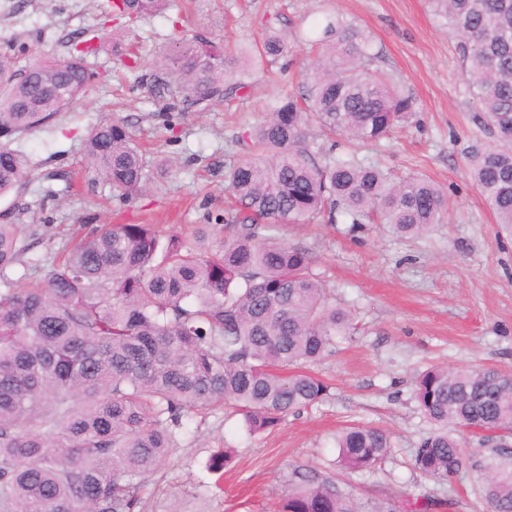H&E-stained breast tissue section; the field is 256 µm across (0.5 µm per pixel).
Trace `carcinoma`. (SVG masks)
Instances as JSON below:
<instances>
[{"label":"carcinoma","mask_w":512,"mask_h":512,"mask_svg":"<svg viewBox=\"0 0 512 512\" xmlns=\"http://www.w3.org/2000/svg\"><path fill=\"white\" fill-rule=\"evenodd\" d=\"M456 38L475 121L492 144L468 169L497 223L512 226V0H431ZM175 0H109L105 17L133 28ZM294 40L316 50L298 93L275 99L265 119L236 140L225 168L234 205L191 237L156 224L92 226L54 259L45 277L7 271L33 245L0 223V512H144V479L163 466L190 414L229 404L249 434L278 426L322 401L329 386L310 366L336 352L351 313L331 301L311 252L282 239L287 224L375 221L415 238L443 222L444 187L396 177L359 157L412 114L394 78L373 67L369 34L340 17ZM86 35L65 57L21 67L0 53V196L31 171L12 143L51 123L96 79ZM292 55L276 30L256 48L181 37L154 62L153 86L184 112L242 100L256 71ZM89 169L120 201L144 196L147 164L128 124L90 130ZM412 396L432 425L413 467L437 482L467 464L463 436L485 451L482 492L491 512H512V376L495 368L432 366ZM334 466L360 474L391 452L389 433L357 425L334 439ZM233 450L206 465L219 485ZM279 512H432L431 499L363 502L331 476L294 470Z\"/></svg>","instance_id":"1"}]
</instances>
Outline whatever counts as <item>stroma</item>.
<instances>
[{"instance_id":"35a3bbf8","label":"stroma","mask_w":512,"mask_h":512,"mask_svg":"<svg viewBox=\"0 0 512 512\" xmlns=\"http://www.w3.org/2000/svg\"><path fill=\"white\" fill-rule=\"evenodd\" d=\"M106 5L0 0V52H15L20 63L44 54L66 56L70 43L92 30L103 43L88 60L99 78L87 94L14 143L28 157L32 175L0 197V215L9 214L33 243L40 277L83 225L162 224L181 234L204 215L223 213L224 168L235 156L236 138L262 120L274 97L296 91L307 62L305 48L296 47L277 86L259 74L242 102L202 112L173 110L156 100L151 78L156 55L175 36L171 25L150 16L125 33L106 25ZM328 15L370 34L378 66L413 101L408 123L369 151L368 159L445 187L448 216L417 239L398 238L378 224L357 230L342 223L283 227L282 237L311 252L314 273L354 317L352 337L314 368L330 384V395L256 436L245 432L241 417L222 409L194 416L176 454L150 477L146 512H166L178 500L194 512L199 499L187 492L195 484L212 512H277L295 468L328 471L337 455L335 435L355 424L387 430L393 445L384 463L350 479L357 497H448L452 512H489L476 488L482 455L476 444L466 443L470 464L452 482L438 483L412 467L430 429L412 397L418 371L445 365L512 373V233L496 223L467 175L469 152L491 137L473 119L477 104L464 93L455 38L428 0H193L183 26L190 37L248 46L262 39L267 25L291 36ZM131 43L140 56L134 72L119 62ZM113 118L131 127L147 161L173 162L147 196L130 203L113 200L85 165L87 133ZM217 448L236 454L220 493L204 486L207 460Z\"/></svg>"}]
</instances>
